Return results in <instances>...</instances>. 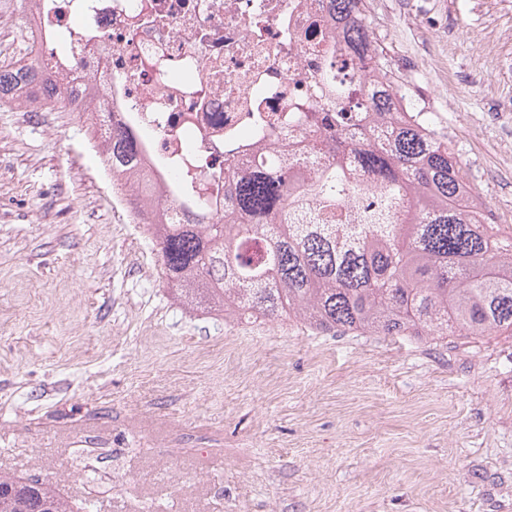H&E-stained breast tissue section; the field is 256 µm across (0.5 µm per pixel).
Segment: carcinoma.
<instances>
[{
    "label": "carcinoma",
    "instance_id": "1",
    "mask_svg": "<svg viewBox=\"0 0 512 512\" xmlns=\"http://www.w3.org/2000/svg\"><path fill=\"white\" fill-rule=\"evenodd\" d=\"M327 12L355 47L367 50L359 80L367 111L324 115L336 153L311 139L290 168L271 147L248 167L224 210L252 224L208 218L212 195L195 196L185 223L151 224L159 260L179 301L224 318H300L322 330L375 336H512V231L488 232L464 199L461 158L436 131L399 71L362 23L366 0H327ZM46 92L32 66L0 68V97L17 79ZM326 94L351 87L330 74ZM109 165L136 163L137 144L112 135ZM363 219L353 223L349 206ZM0 512H92L35 477L0 472Z\"/></svg>",
    "mask_w": 512,
    "mask_h": 512
}]
</instances>
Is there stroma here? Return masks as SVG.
<instances>
[{
	"label": "stroma",
	"mask_w": 512,
	"mask_h": 512,
	"mask_svg": "<svg viewBox=\"0 0 512 512\" xmlns=\"http://www.w3.org/2000/svg\"><path fill=\"white\" fill-rule=\"evenodd\" d=\"M512 225V0H368ZM72 112L0 110V472L94 512H512V336L238 325L174 301Z\"/></svg>",
	"instance_id": "1"
}]
</instances>
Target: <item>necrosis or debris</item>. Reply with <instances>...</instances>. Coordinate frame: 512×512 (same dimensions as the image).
Instances as JSON below:
<instances>
[{
    "mask_svg": "<svg viewBox=\"0 0 512 512\" xmlns=\"http://www.w3.org/2000/svg\"><path fill=\"white\" fill-rule=\"evenodd\" d=\"M0 19L48 80L85 87L70 109L99 144L117 124L136 139L143 169L108 177L131 224L189 206L173 176L188 158L199 183L229 187L263 146L303 160L311 127L300 114L347 109L326 99L322 74L357 80L326 0H0Z\"/></svg>",
    "mask_w": 512,
    "mask_h": 512,
    "instance_id": "obj_1",
    "label": "necrosis or debris"
}]
</instances>
